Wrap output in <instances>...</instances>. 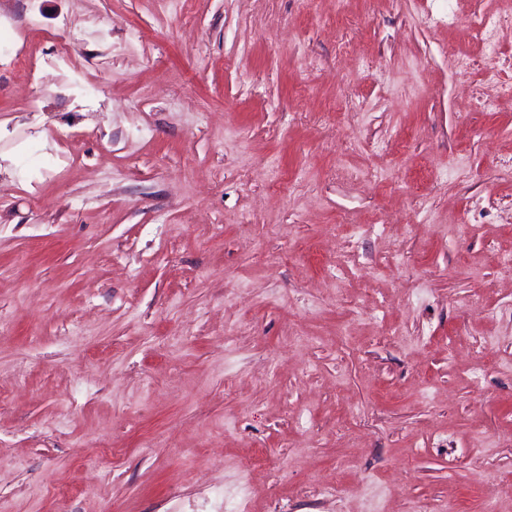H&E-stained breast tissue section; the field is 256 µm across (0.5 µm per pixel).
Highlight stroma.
I'll return each instance as SVG.
<instances>
[{"instance_id": "obj_1", "label": "stroma", "mask_w": 512, "mask_h": 512, "mask_svg": "<svg viewBox=\"0 0 512 512\" xmlns=\"http://www.w3.org/2000/svg\"><path fill=\"white\" fill-rule=\"evenodd\" d=\"M345 8L0 0V512H512V0Z\"/></svg>"}]
</instances>
